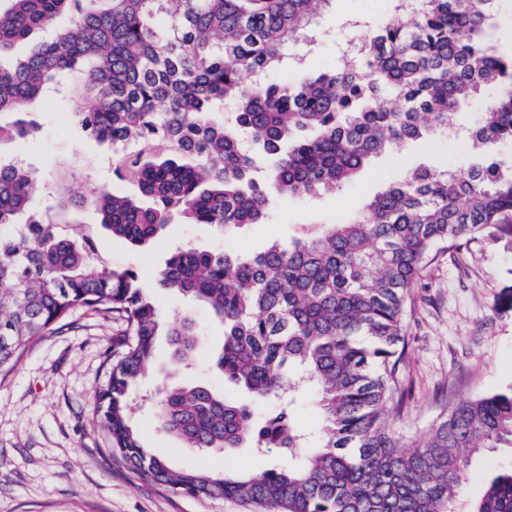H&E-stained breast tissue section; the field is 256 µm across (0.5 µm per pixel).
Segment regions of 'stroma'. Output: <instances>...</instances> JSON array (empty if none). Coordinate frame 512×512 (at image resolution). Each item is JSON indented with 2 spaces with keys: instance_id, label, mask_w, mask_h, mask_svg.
Returning a JSON list of instances; mask_svg holds the SVG:
<instances>
[{
  "instance_id": "stroma-1",
  "label": "stroma",
  "mask_w": 512,
  "mask_h": 512,
  "mask_svg": "<svg viewBox=\"0 0 512 512\" xmlns=\"http://www.w3.org/2000/svg\"><path fill=\"white\" fill-rule=\"evenodd\" d=\"M386 0H337L322 18L326 38L311 55V68L323 71L338 59V47L354 37L346 24L354 16L383 18ZM36 137L0 146V155L16 156L50 183L62 163L74 174L69 194L84 196L100 187L123 185L109 169L106 153L71 118L65 97H43L34 107ZM477 106L449 115L448 133L429 142H412L386 152L342 189L319 197L275 203L267 223L247 225L221 236L205 224L169 225L163 237L142 250L99 231V256L109 264L142 275L164 321L193 319L202 333L198 366L174 373L166 337L155 345L156 369L131 397L132 420L146 448L178 469L244 471L282 462L281 453L255 457L248 449L224 455L186 448L161 435L143 394L163 382L203 383L226 397L238 391L210 369L209 359L223 340V326L209 308L162 289L154 279L172 247L183 245L249 255L272 242L288 244L307 224H333L361 211L392 179L420 166L464 164L468 156L458 140L475 123ZM60 331L39 338L10 373L0 375V512H251L232 499L195 498L172 493L130 469L119 454H108L105 431L96 416L97 396L106 382L103 359L122 330L116 319L79 310ZM408 355L401 369L408 408L393 424L397 435L422 436L451 404L512 386V233L471 245L468 273L447 256L426 271L408 315ZM512 466V453L488 451L468 459L464 500L478 497L488 476Z\"/></svg>"
}]
</instances>
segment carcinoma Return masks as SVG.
Here are the masks:
<instances>
[{
	"label": "carcinoma",
	"instance_id": "obj_1",
	"mask_svg": "<svg viewBox=\"0 0 512 512\" xmlns=\"http://www.w3.org/2000/svg\"><path fill=\"white\" fill-rule=\"evenodd\" d=\"M333 0H0V145L30 138L32 104L54 88L83 132L111 151L125 193L73 197L28 167L0 162V374L77 310L124 325L105 363L97 412L108 451L173 493L234 498L260 512H461L466 456L512 450V387L460 401L423 437L397 444L407 304L442 254L512 226V54L499 52L500 0H421L381 21L356 17L363 55L281 83L257 81L318 39ZM63 17L70 23L57 27ZM44 35L25 55L12 50ZM234 112L219 116L224 105ZM475 104L465 167H418L340 224H311L249 256L177 248L161 287L207 304L224 324L212 362L249 401L207 385L156 400L157 428L188 448H276L288 463L246 473L182 470L142 445L130 395L148 374L158 307L130 269L96 257L97 224L148 248L179 219L230 233L267 223L276 198H314L389 150L448 132ZM54 204L32 210L37 189ZM172 363L193 364L188 318L167 326ZM320 434L302 429L306 389ZM466 512H512V468Z\"/></svg>",
	"mask_w": 512,
	"mask_h": 512
}]
</instances>
